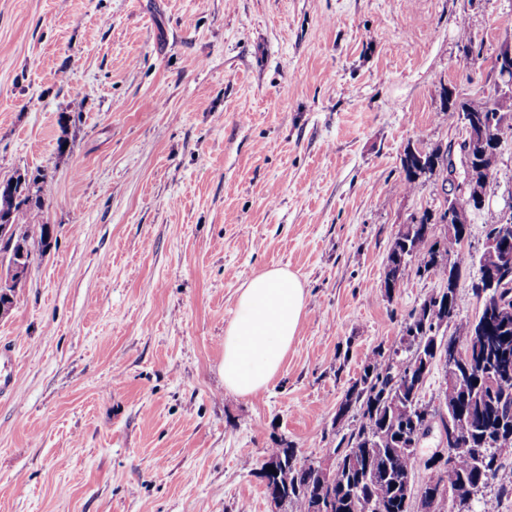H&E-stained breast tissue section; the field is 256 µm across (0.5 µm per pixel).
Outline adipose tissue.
<instances>
[{"mask_svg":"<svg viewBox=\"0 0 512 512\" xmlns=\"http://www.w3.org/2000/svg\"><path fill=\"white\" fill-rule=\"evenodd\" d=\"M305 309L298 276L272 267L252 277L224 330V388L238 396L264 391L281 369Z\"/></svg>","mask_w":512,"mask_h":512,"instance_id":"1","label":"adipose tissue"}]
</instances>
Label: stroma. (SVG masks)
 I'll return each mask as SVG.
<instances>
[{
	"instance_id": "stroma-1",
	"label": "stroma",
	"mask_w": 512,
	"mask_h": 512,
	"mask_svg": "<svg viewBox=\"0 0 512 512\" xmlns=\"http://www.w3.org/2000/svg\"><path fill=\"white\" fill-rule=\"evenodd\" d=\"M512 0H0V182L43 174L55 240L0 317V512H275L258 472L287 440L326 459L336 407L443 283L382 290L406 146L464 138L444 91L488 95ZM512 208L499 149L463 250ZM306 292L266 391L224 389V329L271 266Z\"/></svg>"
}]
</instances>
